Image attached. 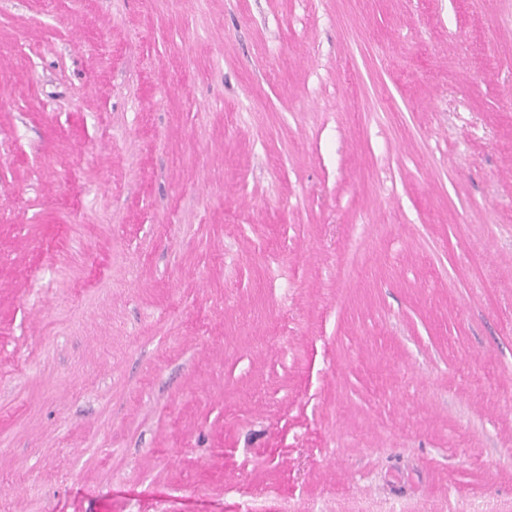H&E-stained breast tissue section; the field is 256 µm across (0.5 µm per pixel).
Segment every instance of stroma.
<instances>
[{
	"label": "stroma",
	"instance_id": "stroma-1",
	"mask_svg": "<svg viewBox=\"0 0 512 512\" xmlns=\"http://www.w3.org/2000/svg\"><path fill=\"white\" fill-rule=\"evenodd\" d=\"M512 512V0H0V512Z\"/></svg>",
	"mask_w": 512,
	"mask_h": 512
}]
</instances>
